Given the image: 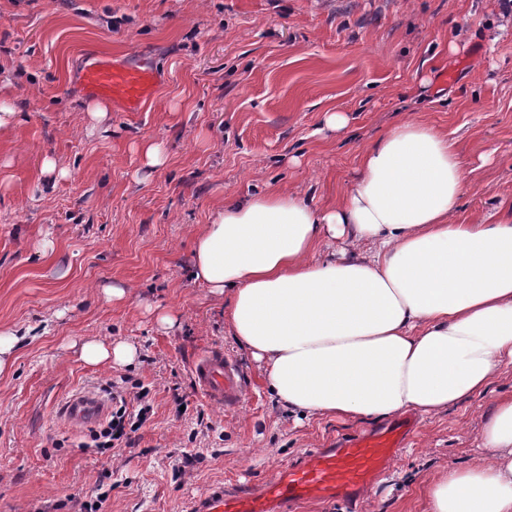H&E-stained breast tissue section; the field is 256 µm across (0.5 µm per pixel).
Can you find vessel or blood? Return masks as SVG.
I'll return each instance as SVG.
<instances>
[{
	"label": "vessel or blood",
	"instance_id": "1",
	"mask_svg": "<svg viewBox=\"0 0 512 512\" xmlns=\"http://www.w3.org/2000/svg\"><path fill=\"white\" fill-rule=\"evenodd\" d=\"M79 81L89 96L111 100L124 112H138L158 73L150 66L91 56L79 72ZM192 373L197 390L210 402L224 406L238 402L241 375L223 351L213 349L198 356ZM105 411L101 396L86 390L72 394L62 407L63 416L74 425L88 424ZM408 429V423L402 422L313 451L303 463L281 471L257 491L241 487L228 492L215 486L194 501L190 512H285L288 506L308 501H357L401 447Z\"/></svg>",
	"mask_w": 512,
	"mask_h": 512
}]
</instances>
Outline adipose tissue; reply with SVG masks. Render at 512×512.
<instances>
[{
  "label": "adipose tissue",
  "mask_w": 512,
  "mask_h": 512,
  "mask_svg": "<svg viewBox=\"0 0 512 512\" xmlns=\"http://www.w3.org/2000/svg\"><path fill=\"white\" fill-rule=\"evenodd\" d=\"M454 142L418 118L359 158L328 209L278 190L226 199L194 237L190 275L229 295L224 318L279 402L304 414L379 421L437 415L512 366V217L458 224ZM341 241L321 257V241ZM125 365L131 344L78 346ZM486 456L423 484L429 512H512V396L485 415Z\"/></svg>",
  "instance_id": "obj_1"
}]
</instances>
